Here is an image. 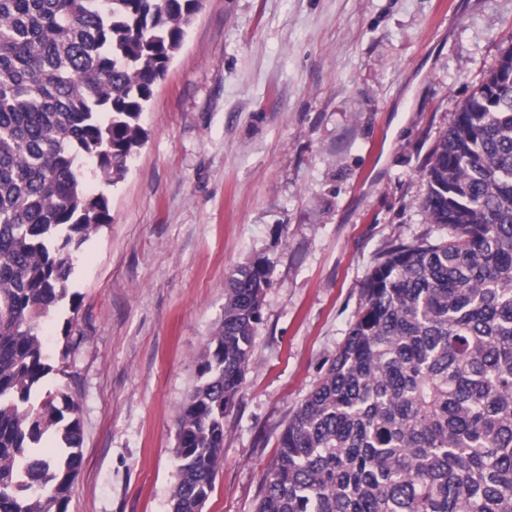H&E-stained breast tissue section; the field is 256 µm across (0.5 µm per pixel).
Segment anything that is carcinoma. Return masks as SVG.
<instances>
[{"label": "carcinoma", "mask_w": 512, "mask_h": 512, "mask_svg": "<svg viewBox=\"0 0 512 512\" xmlns=\"http://www.w3.org/2000/svg\"><path fill=\"white\" fill-rule=\"evenodd\" d=\"M200 0H0V512H67L79 407L41 394L42 322L116 184ZM422 207L447 236L400 244L282 431L256 512H512V48L454 113ZM266 264L227 278L181 406L171 512L212 492L261 320ZM51 435L61 452L47 456Z\"/></svg>", "instance_id": "cac0c4a2"}]
</instances>
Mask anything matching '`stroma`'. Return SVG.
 <instances>
[{"instance_id": "35a3bbf8", "label": "stroma", "mask_w": 512, "mask_h": 512, "mask_svg": "<svg viewBox=\"0 0 512 512\" xmlns=\"http://www.w3.org/2000/svg\"><path fill=\"white\" fill-rule=\"evenodd\" d=\"M512 48V0H201L75 253L73 304L43 322L44 391L80 406L67 512H170L177 421L224 284L270 286L203 512H255L279 437L324 375L392 247L437 238L421 208L448 122Z\"/></svg>"}]
</instances>
